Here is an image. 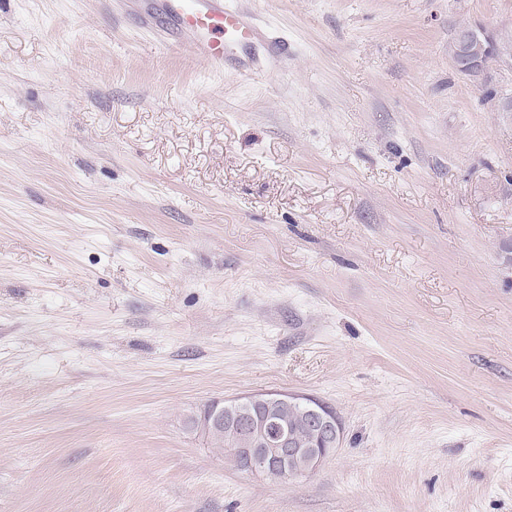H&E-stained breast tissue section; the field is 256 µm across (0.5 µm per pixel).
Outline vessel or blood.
<instances>
[{
  "label": "vessel or blood",
  "instance_id": "obj_1",
  "mask_svg": "<svg viewBox=\"0 0 512 512\" xmlns=\"http://www.w3.org/2000/svg\"><path fill=\"white\" fill-rule=\"evenodd\" d=\"M163 10L187 34L193 56L222 70L234 46L255 47L259 27L249 12L226 6L224 0H164Z\"/></svg>",
  "mask_w": 512,
  "mask_h": 512
}]
</instances>
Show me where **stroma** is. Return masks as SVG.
I'll list each match as a JSON object with an SVG mask.
<instances>
[{"label":"stroma","mask_w":512,"mask_h":512,"mask_svg":"<svg viewBox=\"0 0 512 512\" xmlns=\"http://www.w3.org/2000/svg\"><path fill=\"white\" fill-rule=\"evenodd\" d=\"M223 72L160 0H0V512H512V0H234ZM265 73L244 81L237 62ZM295 393L344 440L237 469L186 427ZM511 36L508 29L488 33L479 24H464L454 30L449 53L458 69L481 84L494 68L512 57Z\"/></svg>","instance_id":"35a3bbf8"}]
</instances>
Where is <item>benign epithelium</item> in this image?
<instances>
[{
    "mask_svg": "<svg viewBox=\"0 0 512 512\" xmlns=\"http://www.w3.org/2000/svg\"><path fill=\"white\" fill-rule=\"evenodd\" d=\"M449 53L457 68L480 84L488 80L494 68L512 57V31L489 33L479 24H464L454 30ZM281 401L302 409L322 447H304L288 423L277 420L275 405ZM226 427L245 444L233 449L239 469L257 474L277 465L280 477L286 480L315 472L344 438L339 417L324 413L306 396L297 394L259 393L219 400L191 422V432L207 439L224 432Z\"/></svg>",
    "mask_w": 512,
    "mask_h": 512,
    "instance_id": "benign-epithelium-1",
    "label": "benign epithelium"
}]
</instances>
